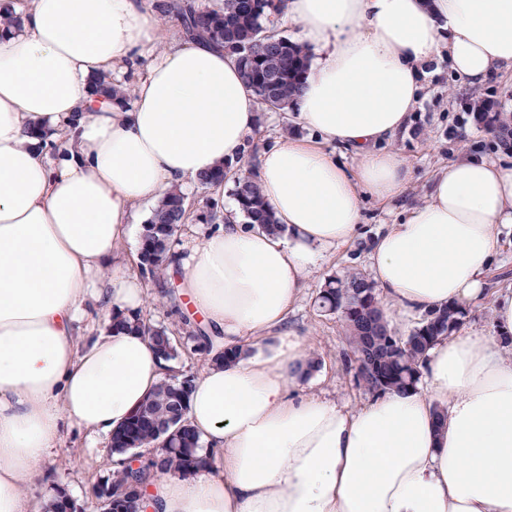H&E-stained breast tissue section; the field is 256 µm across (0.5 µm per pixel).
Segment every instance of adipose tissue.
Wrapping results in <instances>:
<instances>
[{"label": "adipose tissue", "instance_id": "1", "mask_svg": "<svg viewBox=\"0 0 512 512\" xmlns=\"http://www.w3.org/2000/svg\"><path fill=\"white\" fill-rule=\"evenodd\" d=\"M282 18L314 54L290 112L307 134L262 144L251 171L288 232L242 223L217 186L223 224L171 251L180 293L241 356L190 391L212 466L154 479L136 512H512V285L492 335L437 342L424 387L356 409L300 390L309 353L287 327L318 250L353 240L363 200L406 192L410 167L384 144L425 65L448 58L471 86L512 70V0H284ZM102 73L130 79L128 98L96 96ZM258 106L235 57L167 40L147 0H27L0 35V512H44L25 487L64 421L105 455L165 377L149 339L95 307L139 312L147 286L117 256L135 208L239 161ZM504 232L512 168L450 161L370 252L385 318L485 297Z\"/></svg>", "mask_w": 512, "mask_h": 512}]
</instances>
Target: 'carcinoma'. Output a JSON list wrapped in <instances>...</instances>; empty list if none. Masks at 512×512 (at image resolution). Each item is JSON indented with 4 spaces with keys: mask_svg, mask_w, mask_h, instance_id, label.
Returning a JSON list of instances; mask_svg holds the SVG:
<instances>
[{
    "mask_svg": "<svg viewBox=\"0 0 512 512\" xmlns=\"http://www.w3.org/2000/svg\"><path fill=\"white\" fill-rule=\"evenodd\" d=\"M283 0H223L209 8L199 0H153L158 17L175 20L181 37L204 41L237 58L244 83L258 96L261 111L286 112L310 72L307 49L282 34L277 26ZM91 87L98 95L118 96L122 90L103 74L93 77ZM476 120L495 128L503 146L512 143V126L498 112H476ZM233 183V195L245 224H256L273 233L285 232L261 195L251 173H237L227 163L198 176L208 188ZM189 203L178 190L169 192L152 208L143 225L140 245L142 273L154 278L167 272L166 258L181 224L187 219ZM315 306L336 314L347 342L345 359L354 371L357 385L377 395L417 387L420 368L427 352L439 340L459 331L468 308L448 305L424 315L407 335H398L385 320L373 283L361 272L345 271L325 279ZM112 328L136 330L147 336L167 362L179 358L175 332L155 325L143 314L112 313ZM196 350L218 364L238 358V353L215 345L199 325L189 332ZM192 377L175 374L164 378L142 406L112 434V454L120 456L117 468L109 470L92 494L102 502L101 490L121 499L114 512H133L148 481L159 474L190 476L212 465V457L200 453L202 443L181 408L187 407ZM73 503L68 494L55 488L46 512H66Z\"/></svg>",
    "mask_w": 512,
    "mask_h": 512,
    "instance_id": "carcinoma-1",
    "label": "carcinoma"
}]
</instances>
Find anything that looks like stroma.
Masks as SVG:
<instances>
[{"instance_id": "obj_1", "label": "stroma", "mask_w": 512, "mask_h": 512, "mask_svg": "<svg viewBox=\"0 0 512 512\" xmlns=\"http://www.w3.org/2000/svg\"><path fill=\"white\" fill-rule=\"evenodd\" d=\"M423 97L412 120L421 127L423 136L411 130L399 134L388 149L399 152L411 166L408 192L390 203L371 199L362 205V223L357 237L348 245L323 253L307 279L302 295L288 314L290 328L305 339L328 371L325 377L306 380L303 390L356 408L370 400L369 392L357 387L344 367L346 343L338 316L320 313L315 298L327 276L348 269L368 272V248L372 238L387 225L402 223L411 204L424 200L428 185L439 168L448 161L468 155H480L512 167V151L499 146L495 135L477 126L471 115L470 102H491L496 111L512 116V73H494L483 84L470 88L453 77L447 60L430 64L423 78ZM110 468L108 460L90 455L86 434L74 423H65L61 444L49 478L30 483L29 497L40 498L53 487L64 488L84 512H99L90 495L91 487Z\"/></svg>"}]
</instances>
